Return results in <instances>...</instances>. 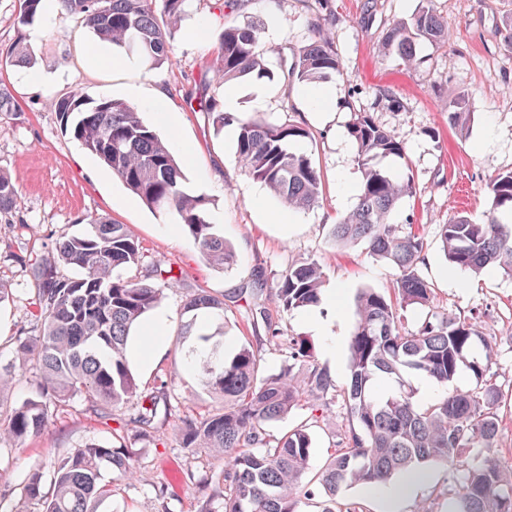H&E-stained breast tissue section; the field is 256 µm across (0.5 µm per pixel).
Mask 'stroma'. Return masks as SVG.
Masks as SVG:
<instances>
[{
	"mask_svg": "<svg viewBox=\"0 0 512 512\" xmlns=\"http://www.w3.org/2000/svg\"><path fill=\"white\" fill-rule=\"evenodd\" d=\"M278 14L270 16L264 0H248L236 22L262 20L261 45L270 74L235 81L238 113H260L274 123H295L311 133V150L323 175L324 193L318 207L294 214L261 183L240 167L232 137L215 135L204 113L190 111L182 98L194 89L216 44L212 13L215 0H194L179 24L171 63L152 69L139 65L126 71L99 64L93 41L74 17L53 12L21 28L16 22L17 0H0V58H8L17 38L34 50L32 69L4 67L0 81L10 85L18 102L14 112H0V167L16 179L24 224L0 223V283L12 293L0 306V365L12 360L13 338L27 324L36 299L29 266L16 263L22 255L30 263L50 258L56 240L87 231L88 217H102L126 225L153 260L173 263L182 274L178 288L165 291L157 307L164 313L165 341L161 347L143 345L146 363L130 369L141 389L173 380L178 396L176 415L164 422L155 438L141 442L136 472L126 479L104 471L114 483V496L100 512H201L207 496L223 497V487L210 486L200 495L192 478H206L220 465L207 454L179 448L177 426L184 416L219 410L221 401L201 389L182 367L176 337L185 321V298L203 288L230 296L256 287L264 275L289 264L315 258L325 271L322 298L317 305L276 312V326L284 335L306 339L316 363L337 386L348 380L349 341L356 323L355 301L360 290L392 294L397 272L374 258L365 244L334 245L330 229L357 202L361 174L346 127L354 115L369 114L376 124L403 142L406 160L389 159L398 170L410 164L417 186L415 198L401 205L394 223L411 224L424 234L427 247L420 272L433 290L436 312L456 318H476L497 350L491 369L502 393V422L494 456L512 466V278L496 272L475 276L449 265L436 236L438 225L464 213L482 221L486 185L498 173L512 169V47L504 40L512 19V0H434L437 14L448 22V44H422L419 61L405 67L384 53L382 44L393 22L410 18L421 0H277ZM323 18L341 70L326 80L331 95L321 109H313L310 85L288 79L301 48L314 40L313 21ZM44 73L40 87H32L29 71ZM162 84L175 125H160L156 113L143 107L155 84ZM76 91L90 99L112 97L139 106L142 119L177 148L189 191L211 201L215 227L236 252L232 267L210 265L173 212H157L144 205L111 170L62 133L50 98ZM465 93L471 114L466 135L448 125L450 95ZM339 293L338 306L327 302ZM332 326V337L317 335L311 323ZM127 410L104 420L90 402L77 397L55 409L48 429L24 441L22 450L0 454L8 469L10 503L21 497L29 470L89 444L114 445L113 431L127 423ZM305 424L314 446L300 493L301 512H321L324 499L317 477L348 427L340 401L322 411L296 407L284 419L267 424L271 436ZM455 492L450 466H427L426 479L396 512H448Z\"/></svg>",
	"mask_w": 512,
	"mask_h": 512,
	"instance_id": "obj_1",
	"label": "stroma"
}]
</instances>
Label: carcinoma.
<instances>
[{"label":"carcinoma","instance_id":"1","mask_svg":"<svg viewBox=\"0 0 512 512\" xmlns=\"http://www.w3.org/2000/svg\"><path fill=\"white\" fill-rule=\"evenodd\" d=\"M18 20L28 25L45 0H18ZM62 13L79 20L102 45L116 53L137 56L150 68L171 62L178 24L191 0H56ZM243 0H219L222 22L214 57L196 91L184 99L207 114L214 132L234 127L235 149L245 172L263 183L288 209L305 212L322 196V179L312 153L302 146L310 132L297 124L271 123L262 115L224 111L220 89L248 76L268 73V58L260 43L259 20L238 24ZM317 38L299 53L292 76L318 83L340 71L341 62L330 37L316 23ZM423 42H448V24L423 0L408 21L387 31L385 49L404 66H411ZM14 66L35 64L33 51L17 39L10 53ZM448 120L459 132L468 130L471 113L466 97L452 95ZM63 132L112 170V174L154 211H174L182 229L197 243L209 264L230 266L236 255L211 224L210 199L193 194L169 145L145 123L137 108L114 98L90 101L78 92L51 100ZM362 173L355 208L333 225V242L346 246L363 242L368 253L397 270L395 299L373 289L356 299L357 323L349 351V384L340 393L349 419L341 448L321 473L327 497L322 512H335L336 495L348 486L371 487L395 476H423L430 462L459 466L475 448H493L500 431L502 395L489 377L494 347L475 321L430 315L415 330L403 326L409 308H428L433 289L419 273L426 242L413 227L391 222L393 212L415 196L413 172L395 173L380 162L405 159L406 148L394 133L359 113L347 126ZM485 219L476 223L459 214L439 225L438 236L448 262L463 271H496L512 277V170L489 183ZM18 212V191L11 174L0 168V214ZM85 235L55 242L52 260L33 267L37 299L30 312V329L16 336L14 362L39 369V395L3 415L0 445L40 435L50 424L52 408L84 396L102 418L119 407L132 410L130 433L114 434L120 446L89 444L32 468L24 480L21 503L12 512H98L112 497V484L102 470L133 473L136 443L153 437L160 418L175 411L168 382L150 392L140 390L130 370L128 338L144 315L161 301L163 290L177 281L172 264L161 260L145 265L139 279H124L119 271L142 264V246L123 224L89 220ZM74 271L61 274L57 265ZM324 271L308 259L272 275L252 289L245 312L253 330L278 337L265 294L286 311L320 302ZM187 320L182 339L202 341L208 353L191 365L198 384L223 400L222 408L199 419L182 421L179 447L190 452L208 449L223 467L196 482L203 492L211 484L225 486L223 502L206 501L202 512H299L298 491L308 469L313 439L306 426H296L276 439L265 425L288 415L304 396L323 400L336 391L331 374L313 364L309 343L288 337V362L276 373L260 374V359L244 343L233 353L224 350V332H207L200 315L224 319V298L205 289L184 303ZM420 373L441 386L466 374L471 385L423 404L404 375ZM383 379L397 387L377 391ZM456 512H512V468L493 457L463 469L456 491Z\"/></svg>","mask_w":512,"mask_h":512}]
</instances>
